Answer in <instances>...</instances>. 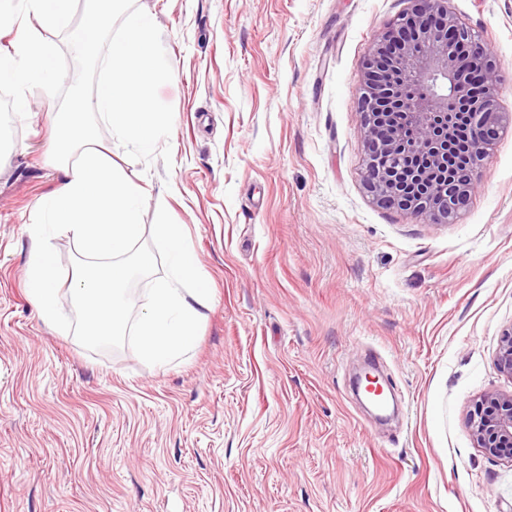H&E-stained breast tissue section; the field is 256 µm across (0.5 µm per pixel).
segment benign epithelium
<instances>
[{"label": "benign epithelium", "instance_id": "benign-epithelium-1", "mask_svg": "<svg viewBox=\"0 0 512 512\" xmlns=\"http://www.w3.org/2000/svg\"><path fill=\"white\" fill-rule=\"evenodd\" d=\"M408 2L364 66L357 101L364 180L380 207L447 223L475 193L477 165L504 128L500 77L450 0ZM496 367L512 380V328L502 335ZM468 426L485 454L512 461V392L481 396Z\"/></svg>", "mask_w": 512, "mask_h": 512}]
</instances>
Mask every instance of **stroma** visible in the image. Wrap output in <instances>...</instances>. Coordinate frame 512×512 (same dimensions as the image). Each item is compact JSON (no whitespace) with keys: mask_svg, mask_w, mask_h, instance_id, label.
Wrapping results in <instances>:
<instances>
[{"mask_svg":"<svg viewBox=\"0 0 512 512\" xmlns=\"http://www.w3.org/2000/svg\"><path fill=\"white\" fill-rule=\"evenodd\" d=\"M174 111L161 158L113 164L181 224L211 291L160 368L91 352L24 287L26 229L61 180L55 98L26 95L0 161V512H512V463L467 412L512 391V126L453 223L376 205L357 89L407 0H135ZM512 114V0H451ZM495 361L498 371L512 380V328L503 333Z\"/></svg>","mask_w":512,"mask_h":512,"instance_id":"obj_1","label":"stroma"}]
</instances>
